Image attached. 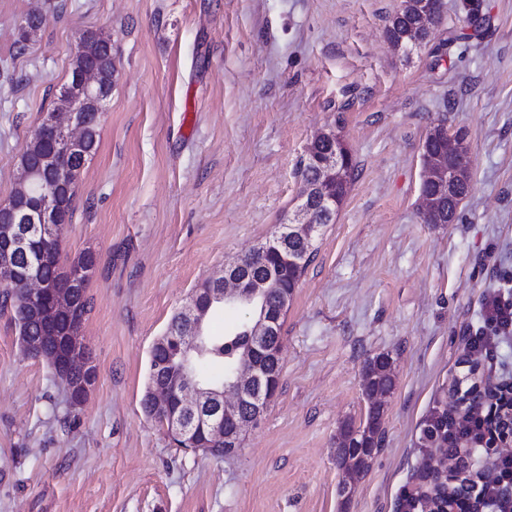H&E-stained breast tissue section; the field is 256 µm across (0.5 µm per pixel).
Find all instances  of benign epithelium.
<instances>
[{
  "instance_id": "1",
  "label": "benign epithelium",
  "mask_w": 512,
  "mask_h": 512,
  "mask_svg": "<svg viewBox=\"0 0 512 512\" xmlns=\"http://www.w3.org/2000/svg\"><path fill=\"white\" fill-rule=\"evenodd\" d=\"M437 4H441V0L417 2V34L412 40L413 48H419L427 41L428 18ZM99 69L98 64L90 67L78 87L83 101L96 113L98 120L102 119L105 102L111 95V89L100 84ZM36 134L49 136L51 156L60 163L85 146L94 149V145L89 143L88 126L75 112L47 113ZM425 139L428 144H448V158L427 156L422 159L421 211L433 213L439 221L453 224L458 207L443 208L441 195L436 190L444 189L451 193L459 182L470 176L469 142L464 134L451 133L445 127L430 128ZM346 150L343 141L332 142L321 161L325 180L315 189L312 196L315 203L298 206L284 220L283 226L273 233L274 243L280 247L278 254L283 265L298 263L294 254L310 239V227L322 221L331 223L337 199L348 188V179L340 168V157ZM69 193L70 187L59 168L57 174L43 184L37 207H31L25 197L0 205L1 287L12 283L19 255L31 246L25 225L52 223L63 211L64 199ZM216 278L220 280L221 287L196 289L178 312L183 343L181 359L175 360L163 342L157 340L152 345L150 357L160 363L163 372L150 382L148 400L160 412L168 431L182 440L189 450L209 455L220 453L227 457L239 452L238 442L244 432L257 423L276 396L275 382L280 375L275 365L281 362L280 351L269 345L267 340L279 330L293 296L278 288V277L254 278L237 259L224 264ZM235 301L260 306L259 314L252 322L250 349L235 374L222 387L200 382L183 383L186 359L202 338L210 310L219 304ZM74 309L76 300L71 291L57 288L33 273L26 279V296L16 315L21 324L34 319L43 325V341L52 344L45 360L58 378L70 384V403L77 408L87 400L94 373L90 362L69 352L60 342L62 336L77 334L70 326L63 331L57 328L62 315ZM435 460L436 465L429 471L426 484L418 490L417 505L424 512H457V507L449 506L454 487L448 485V470L454 469V464L442 454Z\"/></svg>"
}]
</instances>
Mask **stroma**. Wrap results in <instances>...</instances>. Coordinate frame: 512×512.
<instances>
[{
    "label": "stroma",
    "instance_id": "stroma-1",
    "mask_svg": "<svg viewBox=\"0 0 512 512\" xmlns=\"http://www.w3.org/2000/svg\"><path fill=\"white\" fill-rule=\"evenodd\" d=\"M36 0H0V204L66 83L79 31L112 42L99 148L77 181L64 257L94 251L80 336L96 379L69 408L0 308V512H406L433 456L435 410L461 419L469 363L512 378V0H443L426 47L386 39L399 0H66L27 54ZM443 124L470 143L454 224L418 209L421 145ZM339 133L354 180L323 228L282 324L280 387L227 459L177 446L144 416L150 350L225 262L300 202L318 131ZM385 353L383 441L342 499L337 431L365 419L362 368ZM486 322L495 331H511L512 301L502 300L500 296H492L486 301Z\"/></svg>",
    "mask_w": 512,
    "mask_h": 512
}]
</instances>
